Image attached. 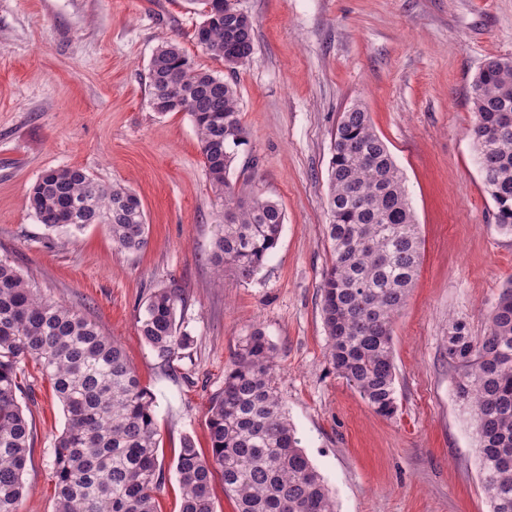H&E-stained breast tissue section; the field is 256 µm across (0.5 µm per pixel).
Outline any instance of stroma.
<instances>
[{"label":"stroma","instance_id":"35a3bbf8","mask_svg":"<svg viewBox=\"0 0 512 512\" xmlns=\"http://www.w3.org/2000/svg\"><path fill=\"white\" fill-rule=\"evenodd\" d=\"M254 23L250 65L229 71L194 33L190 0H0V259L41 294L99 323L155 397L157 512H181L183 437L209 453L207 408L241 340L261 329L301 445L337 512H491L468 409L448 363V323L473 335L512 279V236L496 225L470 135V85L512 59V0H234ZM234 83L248 143L232 180L278 203L279 243L250 282L217 280L221 222L196 129L150 106L163 42ZM404 174L422 262L393 327L398 414L376 415L326 353L320 285L331 263L328 169L354 103ZM83 168L139 197L148 244L114 250L103 225L71 237L27 204L43 172ZM179 289L193 342L172 364L143 340L146 300ZM19 401L32 427L21 512H55L53 443L65 416L30 370Z\"/></svg>","mask_w":512,"mask_h":512}]
</instances>
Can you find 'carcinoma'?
I'll return each instance as SVG.
<instances>
[{"label":"carcinoma","instance_id":"obj_1","mask_svg":"<svg viewBox=\"0 0 512 512\" xmlns=\"http://www.w3.org/2000/svg\"><path fill=\"white\" fill-rule=\"evenodd\" d=\"M203 21L195 40L229 68L254 54L249 16L220 0H192ZM150 104L186 112L197 130L213 189L224 207L212 262L246 283L277 247L284 214L258 196L243 198L231 174L246 132L234 86L195 66L174 43L149 66ZM471 135L498 228L512 235V61L485 60L471 84ZM28 202L47 228L71 234L108 228L115 249L137 252L147 224L137 195L98 182L84 169H49ZM327 237L331 266L321 282L327 354L373 411L398 412L393 325L421 261L422 238L404 177L369 113L356 103L336 125L329 164ZM179 290L161 288L146 301L140 333L158 359L174 360L191 345L177 323ZM34 363L63 405L66 423L54 443L55 512H155L160 488L154 396L121 346L85 314L51 300L0 259V512H20L31 426L18 400ZM448 363L458 399L475 425L483 488L492 512H512V280L500 292L483 335L466 323L448 328ZM279 364L265 334L253 330L210 398V456L183 438L175 472L182 512H215L220 477L237 512H336L323 476L288 418L276 383Z\"/></svg>","mask_w":512,"mask_h":512}]
</instances>
